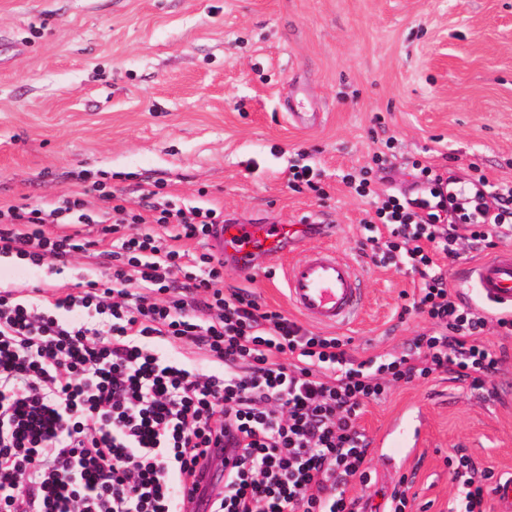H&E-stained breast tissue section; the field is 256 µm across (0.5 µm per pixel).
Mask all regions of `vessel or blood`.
Returning <instances> with one entry per match:
<instances>
[{
    "mask_svg": "<svg viewBox=\"0 0 512 512\" xmlns=\"http://www.w3.org/2000/svg\"><path fill=\"white\" fill-rule=\"evenodd\" d=\"M311 235L309 225L229 224L214 225L209 247L217 258H228L241 273H249L254 249L280 260L294 243V234ZM288 303L301 316L326 327H347L361 313L360 276L354 263L332 248L310 250L284 268ZM462 298L499 314L512 315V251L505 249L472 264L458 280ZM412 426L392 423L375 441L387 447L400 437L402 447L417 451L422 444L420 412H412Z\"/></svg>",
    "mask_w": 512,
    "mask_h": 512,
    "instance_id": "vessel-or-blood-1",
    "label": "vessel or blood"
}]
</instances>
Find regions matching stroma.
<instances>
[{"mask_svg":"<svg viewBox=\"0 0 512 512\" xmlns=\"http://www.w3.org/2000/svg\"><path fill=\"white\" fill-rule=\"evenodd\" d=\"M0 37L1 206L48 208L87 170L136 209L160 182L173 204L239 224L322 225L313 245L363 279L360 320L341 331L361 359L432 325L409 310L412 274L365 248L371 205L349 176L405 189L420 163L512 182V0H0ZM294 164L319 191L289 186ZM239 289L290 310L264 257L246 276L225 269V292ZM487 319L497 397L443 374L368 404L367 438L414 407L423 445L401 460L369 448L372 483L347 495L388 512L405 478L406 512H448L457 450L512 475V336Z\"/></svg>","mask_w":512,"mask_h":512,"instance_id":"35a3bbf8","label":"stroma"}]
</instances>
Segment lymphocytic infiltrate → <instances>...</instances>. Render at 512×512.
Returning <instances> with one entry per match:
<instances>
[{"instance_id": "lymphocytic-infiltrate-1", "label": "lymphocytic infiltrate", "mask_w": 512, "mask_h": 512, "mask_svg": "<svg viewBox=\"0 0 512 512\" xmlns=\"http://www.w3.org/2000/svg\"><path fill=\"white\" fill-rule=\"evenodd\" d=\"M416 186L375 196L363 177L355 187L376 198L372 250L418 275L412 307L435 326L376 366L253 292L225 293L223 261L182 246L223 223L214 208L162 201L146 217L98 182L97 215L79 191L47 212L0 207L1 256L61 270L103 244L109 261L61 297L0 289V512H182L197 465L215 466L226 441L235 468L210 512H367L346 494L370 482L363 407L448 371L482 390L503 364L442 263L512 232V183L426 165ZM162 345L202 350L207 369L160 355ZM448 465L465 512H486L493 471L457 452Z\"/></svg>"}]
</instances>
